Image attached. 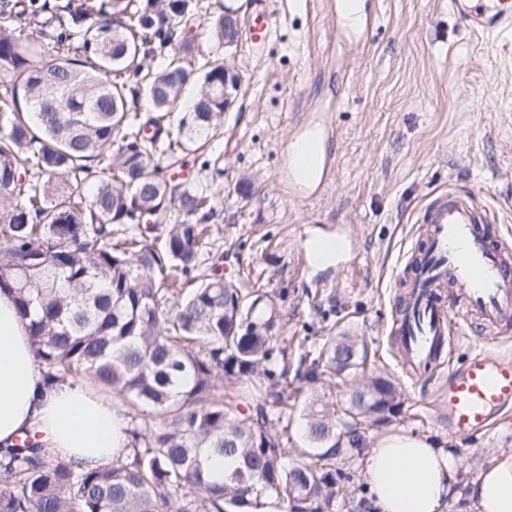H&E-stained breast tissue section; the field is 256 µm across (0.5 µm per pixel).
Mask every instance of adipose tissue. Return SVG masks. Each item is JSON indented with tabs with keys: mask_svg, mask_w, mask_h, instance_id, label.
I'll use <instances>...</instances> for the list:
<instances>
[{
	"mask_svg": "<svg viewBox=\"0 0 512 512\" xmlns=\"http://www.w3.org/2000/svg\"><path fill=\"white\" fill-rule=\"evenodd\" d=\"M127 418L112 401L72 380L50 381L38 365L27 322L8 291H0V448L26 432L75 470L125 455ZM358 460L373 512H447L454 482L451 453L430 438L381 437ZM469 497L475 512H512V450L480 469Z\"/></svg>",
	"mask_w": 512,
	"mask_h": 512,
	"instance_id": "obj_1",
	"label": "adipose tissue"
}]
</instances>
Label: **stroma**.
<instances>
[{
    "mask_svg": "<svg viewBox=\"0 0 512 512\" xmlns=\"http://www.w3.org/2000/svg\"><path fill=\"white\" fill-rule=\"evenodd\" d=\"M338 2L273 0L272 39L225 51L242 83L210 152L172 159L165 174L211 197L208 264L276 294L286 356L275 369L308 391L295 377L298 337L314 352L345 332L362 338L375 372L403 394L398 415L364 425L368 444L392 432L437 440L456 461L450 512H469L466 491L488 458L512 448V423L457 439L439 386L480 346L512 356V325L495 341L466 328L438 379L413 380L397 351L405 288L393 273L423 249L424 206L450 186L472 193L492 219L486 233L512 245V35L469 32L448 0H363L356 27L337 18ZM313 126L324 131L328 179L289 184L287 149ZM336 231L350 252L302 265L308 241Z\"/></svg>",
    "mask_w": 512,
    "mask_h": 512,
    "instance_id": "stroma-1",
    "label": "stroma"
}]
</instances>
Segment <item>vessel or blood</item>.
Here are the masks:
<instances>
[{
	"label": "vessel or blood",
	"instance_id": "1",
	"mask_svg": "<svg viewBox=\"0 0 512 512\" xmlns=\"http://www.w3.org/2000/svg\"><path fill=\"white\" fill-rule=\"evenodd\" d=\"M448 11L466 29L488 36L512 34V0H448ZM272 14L261 8L250 22V41L270 36ZM291 178L324 182L330 167L319 159L314 138L287 153ZM427 244L407 262L414 292L400 318L404 366L412 375H437L445 348L453 346L471 318L485 328L512 322V250L493 245L486 216L473 194H438L422 218ZM453 289L444 301L442 289ZM448 429L462 440L489 434L500 413L512 411V358L472 351L448 378Z\"/></svg>",
	"mask_w": 512,
	"mask_h": 512
}]
</instances>
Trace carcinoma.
Listing matches in <instances>:
<instances>
[{"label": "carcinoma", "mask_w": 512, "mask_h": 512, "mask_svg": "<svg viewBox=\"0 0 512 512\" xmlns=\"http://www.w3.org/2000/svg\"><path fill=\"white\" fill-rule=\"evenodd\" d=\"M194 10L192 0H0V73L12 82L0 95V290L28 320L48 376L82 370L132 421L130 454L90 471L36 437L0 452V512H336V459L366 445L364 424L402 406L391 378L366 376L370 355L357 338L306 351L299 371L309 383L337 375L354 387L338 401L311 392L305 461L284 463L279 406L290 395L288 369L271 367L283 328L276 303L200 270L208 196L162 176L164 119L190 82L201 89L181 121L180 151L205 150L224 115L223 59L192 67ZM46 13L69 33L38 63L36 42H20L12 25L24 16L40 35ZM147 56L169 63L146 70ZM52 91L70 111L46 108ZM143 105L153 115L140 122ZM205 455L224 460V478Z\"/></svg>", "instance_id": "obj_1"}]
</instances>
